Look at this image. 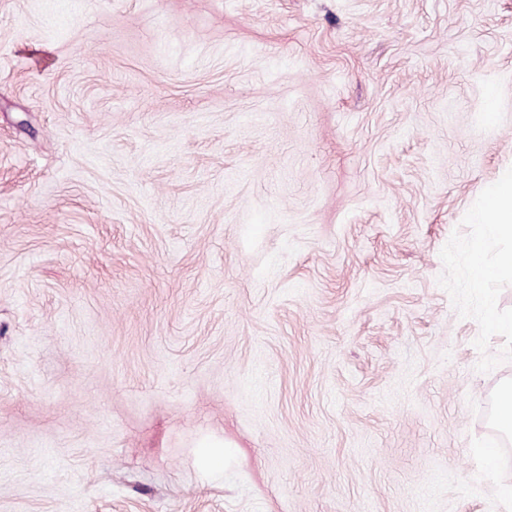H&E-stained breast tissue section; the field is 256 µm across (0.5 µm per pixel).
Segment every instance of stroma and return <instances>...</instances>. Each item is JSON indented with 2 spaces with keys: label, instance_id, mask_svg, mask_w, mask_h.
<instances>
[{
  "label": "stroma",
  "instance_id": "35a3bbf8",
  "mask_svg": "<svg viewBox=\"0 0 512 512\" xmlns=\"http://www.w3.org/2000/svg\"><path fill=\"white\" fill-rule=\"evenodd\" d=\"M510 170L512 0H0V512H503ZM480 216L483 223L489 224L490 236L471 244L474 288H481L493 272L484 263V254L491 238H512V175L503 177L485 191Z\"/></svg>",
  "mask_w": 512,
  "mask_h": 512
}]
</instances>
